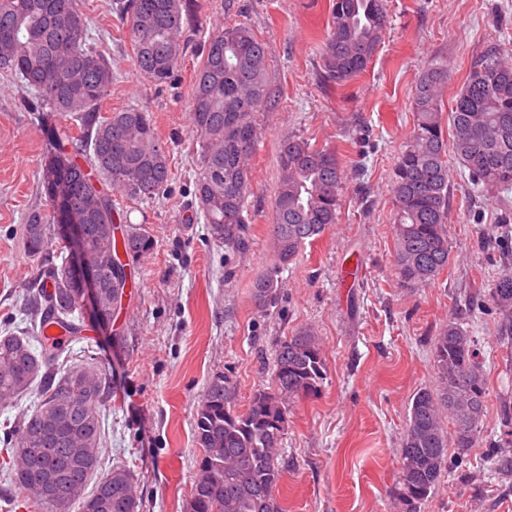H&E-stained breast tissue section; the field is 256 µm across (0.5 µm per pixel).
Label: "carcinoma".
<instances>
[{
	"label": "carcinoma",
	"instance_id": "obj_1",
	"mask_svg": "<svg viewBox=\"0 0 512 512\" xmlns=\"http://www.w3.org/2000/svg\"><path fill=\"white\" fill-rule=\"evenodd\" d=\"M118 5L136 69L154 83L166 82L184 53L185 0H120ZM331 16L322 66L326 79L338 83L368 68L388 16L384 0H333ZM89 23L80 0H0V72L35 90L34 98L25 100L31 111L67 117V124L55 129L54 147L41 169L49 209L29 213L28 247L39 251L47 225L76 215L86 225L87 253L106 287L118 281L112 265L124 267L119 249L137 258L150 253L154 242L137 232L120 240L112 236V199L96 187L95 174L106 176L112 190L147 201L168 185L171 169L147 110L130 107L101 115L112 88V63L88 43ZM200 54L189 113L203 140L194 196L211 238L238 248L248 224L244 212L258 141L256 114L270 98L268 48L241 23L211 33ZM447 82L441 62L422 72L413 130L392 172L394 259L408 285L428 284L448 267V154L476 183L512 190V65L504 61L503 50L490 45L471 65L448 110L449 137L441 107ZM280 167L272 225L277 263L256 280L252 293L262 313L278 300L279 268L336 223L343 190L336 156L305 140H284ZM67 261L45 270L54 283L52 294L38 291L26 298L28 311L40 317V352L27 336H0V404L33 389L39 393L36 409L19 422L13 479L32 491L34 506L44 512H70L77 502L81 512H138L140 502L124 468L113 469L87 491L104 451L99 407L107 397V377L86 363L59 367V341L44 335L47 322L80 308ZM486 297L501 315L500 335L512 336L511 270ZM433 357L438 385L415 394L401 440L399 495L408 512L428 498L447 469L444 420L454 427L456 464L483 436L486 376L458 318L449 319L437 336ZM324 376L321 344L312 331L301 329L280 342L272 387L256 390L245 411L234 409V387L224 376L209 381L194 415L202 457L189 512H278L277 449L288 425L285 399L317 391Z\"/></svg>",
	"mask_w": 512,
	"mask_h": 512
}]
</instances>
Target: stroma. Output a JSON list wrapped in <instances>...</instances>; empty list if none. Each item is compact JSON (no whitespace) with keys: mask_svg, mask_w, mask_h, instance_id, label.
I'll return each instance as SVG.
<instances>
[{"mask_svg":"<svg viewBox=\"0 0 512 512\" xmlns=\"http://www.w3.org/2000/svg\"><path fill=\"white\" fill-rule=\"evenodd\" d=\"M82 3L115 74L104 112L147 109L171 167L153 200L113 194L126 229L149 235L154 248L131 260L135 286L109 326L85 307L73 315L82 335L62 339L65 360L98 365L110 379L98 476L129 470L139 512H186L201 457L193 419L209 381L224 375L236 408L245 409L255 390L270 386L280 340L308 327L321 343L325 379L286 404L278 502L284 512H406L399 460L407 414L414 395L436 384L433 343L456 303L505 271L497 245L512 246V191L483 190L453 165L448 267L430 284L406 287L394 261L391 172L413 128L422 70L447 64L443 101L451 103L488 45L512 49V0H387L382 44L367 70L341 86L324 79L320 58L332 0H189L184 54L161 86L136 71L116 0ZM238 23L268 46L271 101L258 116L248 246L232 251L211 240L194 197L202 141L188 101L200 41ZM27 94L0 74V336L33 333L25 295L58 259L54 235L41 253L27 248L25 217L46 207L40 170L59 123L29 111ZM291 137L334 150L344 189L336 224L305 243L281 273L277 306L261 313L253 285L276 263L273 197L281 145ZM458 319L486 374L484 438L417 512H512V470L495 467L512 459L500 418L502 399L512 396V340L499 335L498 313ZM38 402L30 393L0 406V512L22 491L8 477L13 445L20 416Z\"/></svg>","mask_w":512,"mask_h":512,"instance_id":"obj_1","label":"stroma"}]
</instances>
